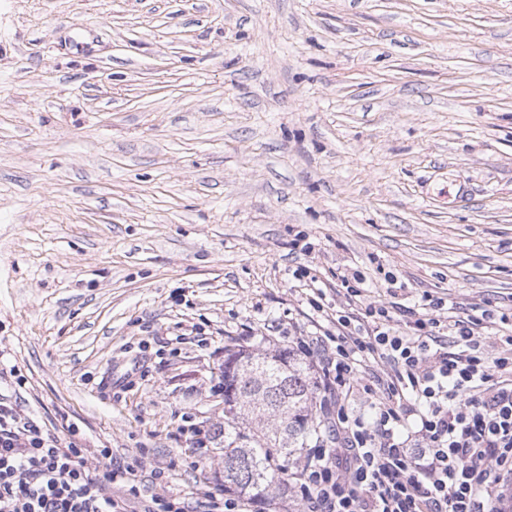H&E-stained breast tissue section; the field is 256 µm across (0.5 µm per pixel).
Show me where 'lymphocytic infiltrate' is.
Listing matches in <instances>:
<instances>
[{
    "mask_svg": "<svg viewBox=\"0 0 512 512\" xmlns=\"http://www.w3.org/2000/svg\"><path fill=\"white\" fill-rule=\"evenodd\" d=\"M351 298L336 329L298 347L331 345L320 362L329 436L308 449L290 487L304 512H512V336L490 355L483 317L394 319ZM0 372V512H185L180 500L122 496L137 471L108 449L95 466L73 439L45 431ZM368 403L370 414L354 409Z\"/></svg>",
    "mask_w": 512,
    "mask_h": 512,
    "instance_id": "1",
    "label": "lymphocytic infiltrate"
}]
</instances>
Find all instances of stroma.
I'll list each match as a JSON object with an SVG mask.
<instances>
[{"instance_id":"stroma-1","label":"stroma","mask_w":512,"mask_h":512,"mask_svg":"<svg viewBox=\"0 0 512 512\" xmlns=\"http://www.w3.org/2000/svg\"><path fill=\"white\" fill-rule=\"evenodd\" d=\"M340 268L512 332V0H0V368L47 429L193 512L225 349Z\"/></svg>"}]
</instances>
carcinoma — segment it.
Returning <instances> with one entry per match:
<instances>
[{
    "label": "carcinoma",
    "instance_id": "obj_1",
    "mask_svg": "<svg viewBox=\"0 0 512 512\" xmlns=\"http://www.w3.org/2000/svg\"><path fill=\"white\" fill-rule=\"evenodd\" d=\"M224 352V490L262 505L318 437V378L292 347Z\"/></svg>",
    "mask_w": 512,
    "mask_h": 512
}]
</instances>
